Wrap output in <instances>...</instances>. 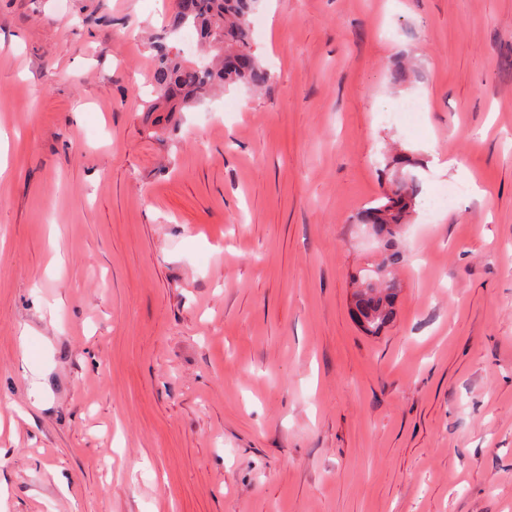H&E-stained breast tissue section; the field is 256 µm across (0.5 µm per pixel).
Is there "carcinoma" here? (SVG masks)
Returning <instances> with one entry per match:
<instances>
[{"label": "carcinoma", "instance_id": "cac0c4a2", "mask_svg": "<svg viewBox=\"0 0 512 512\" xmlns=\"http://www.w3.org/2000/svg\"><path fill=\"white\" fill-rule=\"evenodd\" d=\"M257 2L178 0L171 30L194 29L200 40L221 56V63L215 67L199 66L177 52L157 46L152 75L153 94L157 99L148 104V111L154 112L157 105L165 103L168 111L179 112L215 84L265 85L270 74L254 54L250 34L249 16ZM409 166L416 167L418 162L405 155L391 157L387 167L392 176L390 187L382 196L384 202L362 213V219L372 225L385 244L381 264H369L356 273V289L351 297L353 317L369 335L378 334L397 316L399 284L389 271L404 259L396 239L415 212L421 193V182L407 170Z\"/></svg>", "mask_w": 512, "mask_h": 512}]
</instances>
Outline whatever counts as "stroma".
Masks as SVG:
<instances>
[{"instance_id": "stroma-1", "label": "stroma", "mask_w": 512, "mask_h": 512, "mask_svg": "<svg viewBox=\"0 0 512 512\" xmlns=\"http://www.w3.org/2000/svg\"><path fill=\"white\" fill-rule=\"evenodd\" d=\"M176 8L0 0V512H512V0H260L269 82L148 112ZM418 165L413 158L405 155L391 157L386 164L392 171L390 187L381 197L385 201L362 213V220L372 224L375 234L385 244L381 264H367L356 273L357 286L351 297L353 317L369 335H377L397 316L396 297L400 286L391 274L403 261L404 254L395 241L403 224H408L415 212L422 190L418 177L408 170L404 171V168ZM379 269L382 270L381 275ZM387 271L385 281L380 285V277ZM374 280L378 283H373Z\"/></svg>"}]
</instances>
